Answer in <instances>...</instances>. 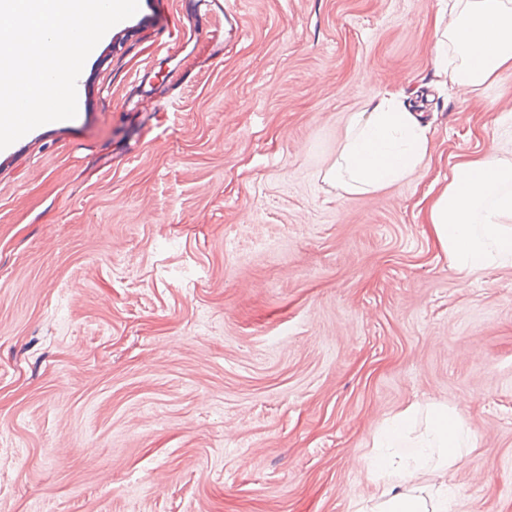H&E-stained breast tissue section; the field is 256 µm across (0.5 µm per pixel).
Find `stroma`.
Returning <instances> with one entry per match:
<instances>
[{"instance_id": "1", "label": "stroma", "mask_w": 512, "mask_h": 512, "mask_svg": "<svg viewBox=\"0 0 512 512\" xmlns=\"http://www.w3.org/2000/svg\"><path fill=\"white\" fill-rule=\"evenodd\" d=\"M440 8L143 0L102 39L78 122L0 158V512H356L411 404L474 434L422 483L512 512V267L459 274L425 214L512 152V73L437 85ZM387 91L428 164L346 195L323 172Z\"/></svg>"}]
</instances>
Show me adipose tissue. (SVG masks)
I'll return each instance as SVG.
<instances>
[{"instance_id":"obj_1","label":"adipose tissue","mask_w":512,"mask_h":512,"mask_svg":"<svg viewBox=\"0 0 512 512\" xmlns=\"http://www.w3.org/2000/svg\"><path fill=\"white\" fill-rule=\"evenodd\" d=\"M433 71L438 84L459 92L512 72V0H447L436 19ZM429 126L397 94L388 93L350 113L345 137L325 181L346 194H365L407 180L423 168ZM427 222L461 275L512 265V159L498 143L456 164L429 202ZM416 406H407L375 440L368 466L377 486L372 503L357 512H452L456 493L447 483L422 487V468L440 459L450 469L471 445V434L446 407L431 406L426 429L411 436Z\"/></svg>"}]
</instances>
